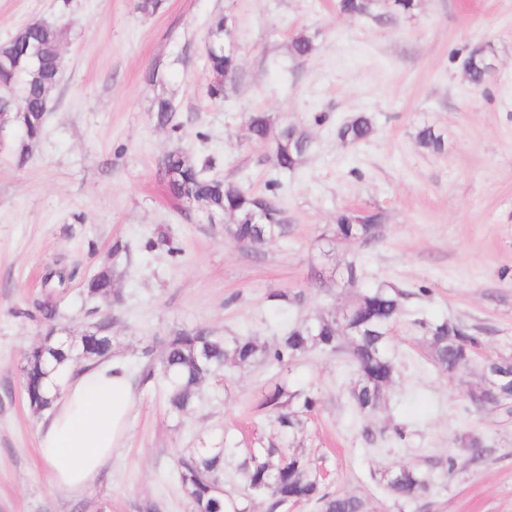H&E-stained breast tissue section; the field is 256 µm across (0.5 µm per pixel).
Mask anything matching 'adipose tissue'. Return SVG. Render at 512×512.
Instances as JSON below:
<instances>
[{
  "mask_svg": "<svg viewBox=\"0 0 512 512\" xmlns=\"http://www.w3.org/2000/svg\"><path fill=\"white\" fill-rule=\"evenodd\" d=\"M133 399L121 359L88 364L71 377L39 433L40 455L56 487L76 492L97 477L126 434Z\"/></svg>",
  "mask_w": 512,
  "mask_h": 512,
  "instance_id": "obj_1",
  "label": "adipose tissue"
}]
</instances>
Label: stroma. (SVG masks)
<instances>
[{
    "instance_id": "1",
    "label": "stroma",
    "mask_w": 512,
    "mask_h": 512,
    "mask_svg": "<svg viewBox=\"0 0 512 512\" xmlns=\"http://www.w3.org/2000/svg\"><path fill=\"white\" fill-rule=\"evenodd\" d=\"M136 0H0V44L35 20L67 25L64 74L31 157L17 166L0 151V512H191L175 478L177 459L199 448L246 449L266 429L258 411L275 382L310 386L318 405L304 451L332 491L357 495L368 512H512V414L468 407L486 361L512 352V0H419L392 20L339 14L336 0H162L141 15ZM224 16L239 58L233 87L210 97L205 43ZM311 36L312 54L293 59L289 43ZM495 55L487 82L473 86L462 66L470 49ZM163 82H152L151 71ZM173 94L179 135L157 126L153 101ZM305 129L312 148L300 166L278 172L271 145L253 143L248 113ZM369 113L371 140L352 144L338 127ZM433 127L445 150L417 147ZM181 150L213 161L212 175L262 194L278 180L284 237L252 249L177 210L158 173ZM343 210L381 215L371 249L335 240ZM165 232L180 247L147 248ZM127 240L132 263L119 283L113 354L134 389L128 433L96 481L77 492L53 487L39 452L43 423L22 386L25 353L45 331L19 317L42 292L59 257L90 273ZM354 287L339 286L346 265ZM385 283L406 291L392 332L398 374L375 412L349 410L350 380L334 356L313 350L282 368L216 371L183 416L146 378V346L174 329L205 326L222 336L272 339L317 311L342 307ZM299 294V304L274 301ZM104 304L79 283L63 293L60 324L71 342ZM459 318L483 327L468 385L436 369L414 319ZM400 427L404 439L367 444L365 431ZM481 435L469 461L458 440ZM450 456L464 470L416 502L397 505L372 473Z\"/></svg>"
}]
</instances>
